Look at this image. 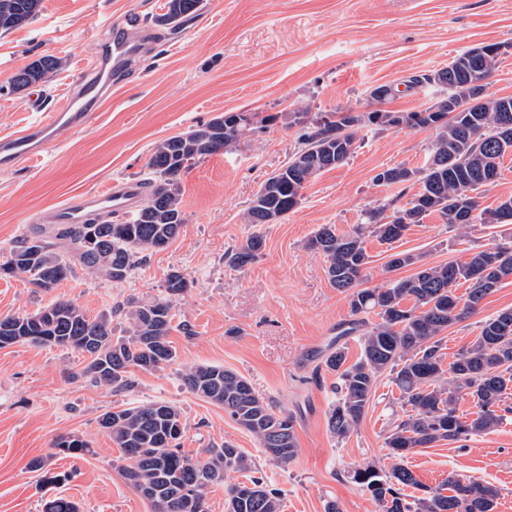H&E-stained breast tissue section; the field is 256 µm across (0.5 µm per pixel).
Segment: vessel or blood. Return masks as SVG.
Masks as SVG:
<instances>
[{
  "instance_id": "obj_1",
  "label": "vessel or blood",
  "mask_w": 512,
  "mask_h": 512,
  "mask_svg": "<svg viewBox=\"0 0 512 512\" xmlns=\"http://www.w3.org/2000/svg\"><path fill=\"white\" fill-rule=\"evenodd\" d=\"M144 43L145 36L140 32L114 30L103 51L105 62L95 68L91 79L79 90L70 92L44 119L21 132L0 136V170L10 171L41 158L50 142L86 125L96 106L110 95L113 82L125 71L129 60L142 50ZM143 190L138 181L110 184L98 192L57 204L45 214L44 220L50 224H82L93 212L128 215L135 209Z\"/></svg>"
}]
</instances>
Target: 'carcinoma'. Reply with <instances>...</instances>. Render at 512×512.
I'll list each match as a JSON object with an SVG mask.
<instances>
[{
	"mask_svg": "<svg viewBox=\"0 0 512 512\" xmlns=\"http://www.w3.org/2000/svg\"><path fill=\"white\" fill-rule=\"evenodd\" d=\"M202 0H167L166 24L176 27L196 13ZM42 0H0V33L33 21ZM487 43L470 48L437 71L414 74L406 89L426 85L446 90L442 104L413 112L374 109L367 112H321L309 119L303 109L293 113L303 125L300 148L288 163L273 172L253 194L244 221L252 228L245 243L225 253L230 267L250 264L264 245L261 229L278 224L299 205L308 183L326 170L346 162L357 134L363 130L430 129L435 132L426 163L420 169L395 166L374 176L379 185L420 184V190L390 220L384 209L367 213V223L347 234L322 225L308 248L326 258L334 288L349 299V327L323 360L336 375V402L327 414V428L343 440L357 428L369 406L377 380L385 373L400 392L407 418L393 422L385 438L389 455L398 459L390 471L372 464L348 472L350 482L368 491L380 512H495L499 492L491 484L454 474L442 487L422 484L402 460L416 448L446 441L467 442L495 431L512 414L507 404L512 384V309L481 322L480 332L444 363L440 335L449 326L478 312L483 299L512 278V248L486 245L464 263L426 266L409 252L390 255L387 268L417 266V271L394 280L386 288H363L371 263L366 236L391 245L413 224L431 214L460 228L471 224H512V197L493 208L483 207L470 192L497 181L500 164L512 153V97H496L471 86L472 72L492 76L500 54ZM52 56H42L19 69L7 91L17 93L43 81L58 68ZM277 119L226 112L191 126L152 147L146 163L147 201L134 217L120 223L45 226L37 224L9 249L0 263V277L24 275L35 288L48 291L65 280L79 264L112 281L126 279L146 252L172 242L184 225L181 175L209 156L236 149L241 138L266 129ZM467 284L465 296L456 294ZM189 281L178 271L168 274L161 295L151 302H127L128 336L112 337V317H91L68 300H56L34 313L0 318V348L17 343L56 346L85 358L81 375L117 390L131 386V369L156 370L176 359L169 340L174 302L185 294ZM375 312L377 323L365 315ZM360 333L361 355L348 362L342 339ZM183 386L194 395L224 408V413L250 433L265 456L286 464L298 454L293 415L275 411L243 376L220 366L200 365L185 371ZM470 397L476 411L468 418L457 413L458 400ZM98 425L121 449L124 478L150 503L152 512H209L210 489L224 483L231 472L252 469L247 456L230 443L209 448L205 459L186 456L179 446L184 423L179 408L149 401L107 411ZM56 453L81 458L92 448L78 436H60ZM412 488L419 495L406 496ZM227 512H282L278 489L261 477L227 489Z\"/></svg>",
	"mask_w": 512,
	"mask_h": 512,
	"instance_id": "cac0c4a2",
	"label": "carcinoma"
}]
</instances>
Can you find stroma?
Segmentation results:
<instances>
[{
  "mask_svg": "<svg viewBox=\"0 0 512 512\" xmlns=\"http://www.w3.org/2000/svg\"><path fill=\"white\" fill-rule=\"evenodd\" d=\"M165 3L43 0L32 23L0 35V86L39 57L61 62L33 91L0 93L1 135L53 110L95 62L112 24L138 23L158 34L147 54L130 61L127 82L86 127L50 143L40 160L0 171V259L28 232L27 216L77 193L143 179L157 141L228 111L277 117L242 138L237 150L200 160L182 175L180 236L148 253L127 279L115 282L78 267L45 292L23 276L0 278V317L70 300L89 316L110 315L117 337L128 329L117 304L153 300L173 271L190 283L174 303L176 361L133 370L128 389L79 377L83 357L71 350L21 343L0 349V512H43L57 496L77 503L80 512H151L122 474L120 449L98 425L106 411L150 400L180 409L186 455L201 458L227 442L240 448L280 490L283 512H325L330 500L340 512H379L347 473L367 464L392 466L384 441L402 414L399 391L382 376L357 429L343 440L328 431L336 377L320 363L350 309L330 284L324 257L306 244L321 225L348 232L369 210L408 202L418 185L379 186L374 177L396 165L423 167L433 131L365 133L346 163L306 186L282 223L264 226L265 245L251 264L232 269L224 253L245 241L250 200L295 150L301 130L288 126L289 112H364L373 107L375 86L444 68L467 48L512 43V0H203L177 29L159 21ZM487 244L512 246V224L461 229L431 215L411 225L397 248L431 266L465 262ZM505 309H512L511 279L486 296L477 314L445 331L446 354L468 345L482 319ZM195 365L233 370L277 409L292 413L296 458L269 462L222 407L188 392L181 375ZM62 435L86 440L93 455H53L52 443ZM38 457L51 471L68 473V480L44 484L41 472L29 467ZM405 464L430 487L451 474L492 484L499 491L496 512H512V419L463 449L444 441L414 449Z\"/></svg>",
  "mask_w": 512,
  "mask_h": 512,
  "instance_id": "1",
  "label": "stroma"
}]
</instances>
